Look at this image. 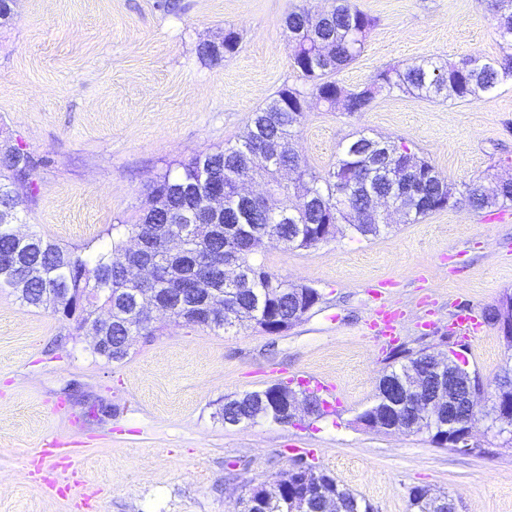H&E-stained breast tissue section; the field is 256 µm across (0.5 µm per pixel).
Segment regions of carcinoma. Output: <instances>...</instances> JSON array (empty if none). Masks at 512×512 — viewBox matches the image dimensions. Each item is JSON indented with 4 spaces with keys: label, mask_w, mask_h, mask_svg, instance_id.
Wrapping results in <instances>:
<instances>
[{
    "label": "carcinoma",
    "mask_w": 512,
    "mask_h": 512,
    "mask_svg": "<svg viewBox=\"0 0 512 512\" xmlns=\"http://www.w3.org/2000/svg\"><path fill=\"white\" fill-rule=\"evenodd\" d=\"M374 24V19L351 0H338L323 12L302 6L286 19L293 42V66L300 73L303 86L279 89L264 107L255 111L250 127L254 131L253 139L259 142L268 137L280 139L284 144L280 160L295 170L293 183L271 184L273 195L281 199V221L270 220L254 201L238 194L241 175L268 174L262 165L251 162L249 152L253 147L244 140L180 163L181 172L175 175L168 170L156 177L137 221L112 225L108 229L112 237L110 245L89 261L39 234H29L25 239L17 237L14 225L20 221L19 201L13 185L19 180L33 183L36 168L31 156L17 149L22 164L0 173V210L7 208L12 212V221L0 222V255L18 251L37 272L22 290L21 300L40 308L47 306L51 293L57 295L69 288H88L98 302H81L77 317L93 318L99 310L109 309L112 313L109 330L115 346L132 322L122 296L117 294L120 288L135 287L123 277V266L131 250L128 243L144 238L149 244L146 257L163 260L167 237L181 234L189 241L192 256L174 262L171 266L173 283L163 286L156 295V299L173 309L176 321L213 331L230 329L222 320L206 321L200 307L202 299L192 295L195 283L201 279L206 280L207 288L224 293V269L205 267L200 258L211 253H226L253 273V287L244 289L238 299L242 316L257 325L267 317L277 322L288 316L294 299L291 289L295 284L254 258V252L246 249L242 239L245 232L276 236L287 250H308L322 244L326 235H335L334 226L338 224L346 225V231L353 238L372 240L386 233L388 225L358 224L356 217L368 196H381L390 191L418 198L415 210L407 214V224H417L438 211L436 203L448 196L456 202H467L474 210L511 206L512 177L500 178L491 195L485 194L474 181L450 184L424 156L392 141L388 142L390 155L381 156L376 163L361 149L374 140L363 131L342 146L332 169L324 173L303 160L296 149V139L310 98L322 102L330 111L340 105L344 111L354 114L366 111L383 92L413 93L428 99H446L452 94L457 99L476 102L500 83L512 80V54L501 59L471 56L459 63L438 65L422 61L403 69H383L363 87L347 89L333 76L362 53ZM392 162L408 168L406 178L394 188L379 173V166ZM216 186L224 190V215L217 221L206 212L208 196ZM425 353L424 349L399 352L404 362L392 368L386 378L401 379L402 369ZM254 395L256 392L251 391L225 397L224 423H249ZM324 478L327 485L338 487L347 503V512H374L370 503L331 473L324 472Z\"/></svg>",
    "instance_id": "cac0c4a2"
}]
</instances>
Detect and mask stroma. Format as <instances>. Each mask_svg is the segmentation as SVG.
Masks as SVG:
<instances>
[{"instance_id":"stroma-1","label":"stroma","mask_w":512,"mask_h":512,"mask_svg":"<svg viewBox=\"0 0 512 512\" xmlns=\"http://www.w3.org/2000/svg\"><path fill=\"white\" fill-rule=\"evenodd\" d=\"M352 2L376 24L335 75L349 89L387 67L512 52L492 0ZM306 4L321 11L331 0H15L0 20V149L21 147L37 164L34 185L16 187L18 231L93 258L111 224L138 219L158 175L238 142L256 109L301 85L285 21ZM230 29L236 54L218 65L199 55ZM359 131L407 144L448 182L487 184L512 175V81L473 103L395 92L351 115L313 102L297 146L324 172ZM256 257L320 302L273 335L161 317L118 363L60 314L0 288V512H233L242 490L298 459L374 512H409L414 486L450 495L458 512H512V440L476 427L471 442L484 452L474 455L356 421L393 352L452 350L487 381L512 366L499 327L450 330L460 308L480 314L512 294V207L462 202L370 241L267 242ZM383 304L401 313L391 342L369 328ZM307 379L334 387L321 417L228 427L219 415L225 396ZM53 439L71 449L80 489L97 491L92 507L29 465Z\"/></svg>"}]
</instances>
